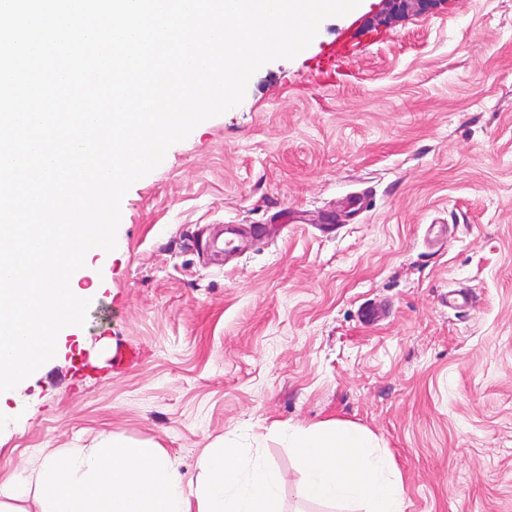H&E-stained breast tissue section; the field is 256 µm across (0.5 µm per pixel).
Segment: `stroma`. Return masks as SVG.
I'll list each match as a JSON object with an SVG mask.
<instances>
[{"label":"stroma","mask_w":512,"mask_h":512,"mask_svg":"<svg viewBox=\"0 0 512 512\" xmlns=\"http://www.w3.org/2000/svg\"><path fill=\"white\" fill-rule=\"evenodd\" d=\"M360 24L381 36L346 83L309 90L310 59ZM357 191L366 212L329 231ZM121 210L116 250L77 272L80 335L0 400V482L109 441L189 480L226 445L281 471L282 512H364L306 500L278 430L338 418L391 456L405 512H512V0L325 19ZM225 224L257 238L229 261L192 246ZM366 302L388 317L361 322ZM119 341L140 352L122 370L99 352Z\"/></svg>","instance_id":"obj_1"}]
</instances>
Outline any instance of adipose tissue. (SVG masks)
Instances as JSON below:
<instances>
[{
	"mask_svg": "<svg viewBox=\"0 0 512 512\" xmlns=\"http://www.w3.org/2000/svg\"><path fill=\"white\" fill-rule=\"evenodd\" d=\"M310 500L365 502L369 512H404L401 485L389 458L365 428L329 419L308 429L285 425ZM196 483L178 476L160 448L103 447L51 452L32 478V489L0 484V512H281L284 479L235 448L207 449Z\"/></svg>",
	"mask_w": 512,
	"mask_h": 512,
	"instance_id": "adipose-tissue-1",
	"label": "adipose tissue"
}]
</instances>
